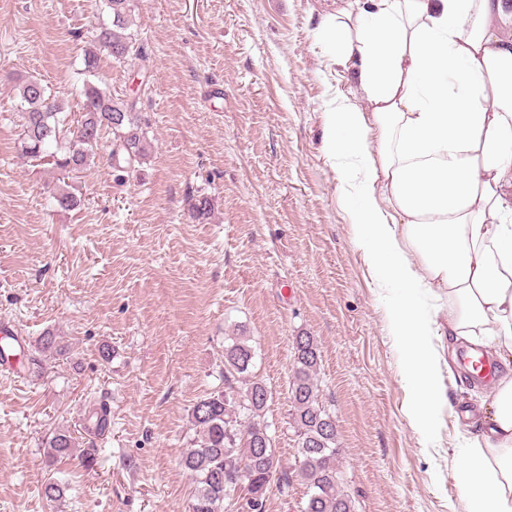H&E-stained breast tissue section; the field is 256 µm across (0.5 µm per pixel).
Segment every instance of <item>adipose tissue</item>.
I'll list each match as a JSON object with an SVG mask.
<instances>
[{
	"mask_svg": "<svg viewBox=\"0 0 512 512\" xmlns=\"http://www.w3.org/2000/svg\"><path fill=\"white\" fill-rule=\"evenodd\" d=\"M365 2L325 22L364 105H338L323 146L360 164L357 242L399 290L410 420L432 432L448 406L434 337L512 353V0ZM491 408L458 470L468 512H512V373Z\"/></svg>",
	"mask_w": 512,
	"mask_h": 512,
	"instance_id": "obj_1",
	"label": "adipose tissue"
}]
</instances>
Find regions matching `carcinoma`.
<instances>
[{"instance_id": "obj_1", "label": "carcinoma", "mask_w": 512, "mask_h": 512, "mask_svg": "<svg viewBox=\"0 0 512 512\" xmlns=\"http://www.w3.org/2000/svg\"><path fill=\"white\" fill-rule=\"evenodd\" d=\"M108 7L111 21L100 28L93 47L85 50L83 58V95L95 105V110L84 111L76 121L75 129L83 140L60 142L63 102L41 79L29 76L18 83L24 157L50 161L66 173L83 170L97 156L101 131L109 128L113 142L107 162L113 170L128 169L148 158L151 142L138 123L136 99H115L111 92L89 80L96 75L102 52L119 62L132 55L146 58L132 31L131 0H108ZM292 349L289 401L297 435L294 474L307 489L301 512H355L353 501L342 490L343 477L336 473V422L319 401L317 341L303 333L293 337ZM37 351L58 354L62 347L57 336L48 331L38 340ZM254 358L255 350L247 337H232L224 346L221 371L226 389L211 393L192 406L191 424L196 438L180 459L194 484L188 512H229L235 485L227 477L243 465L249 467L252 492L259 497L241 498V512H265L271 480L285 485L290 482L268 434L265 410L269 393L265 383L251 380L244 391H238L237 383L250 372ZM77 447L79 443L69 431L59 430L47 441L44 456L52 466L61 458L73 456Z\"/></svg>"}]
</instances>
